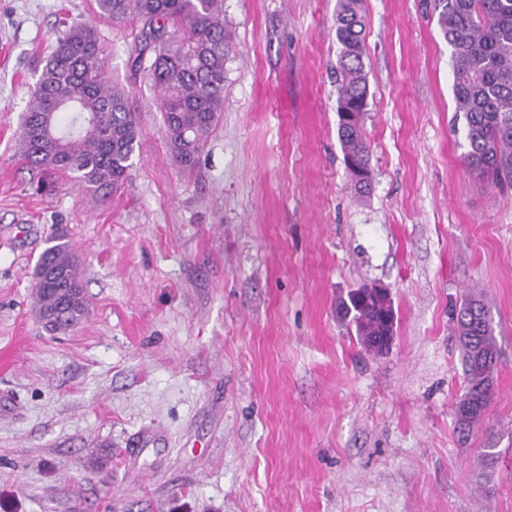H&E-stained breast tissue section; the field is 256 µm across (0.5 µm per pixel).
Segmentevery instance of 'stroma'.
<instances>
[{
  "mask_svg": "<svg viewBox=\"0 0 512 512\" xmlns=\"http://www.w3.org/2000/svg\"><path fill=\"white\" fill-rule=\"evenodd\" d=\"M337 0H224V111L193 174L96 0H0V512H512V190L462 161L451 49L429 0H365L371 191L337 135ZM92 25L141 134L102 201L17 151L64 23ZM63 232L88 310L47 332L39 256ZM388 288L365 350L336 303ZM491 308L500 355L461 436L452 312ZM499 452L488 488L480 452Z\"/></svg>",
  "mask_w": 512,
  "mask_h": 512,
  "instance_id": "obj_1",
  "label": "stroma"
}]
</instances>
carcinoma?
<instances>
[{"mask_svg": "<svg viewBox=\"0 0 512 512\" xmlns=\"http://www.w3.org/2000/svg\"><path fill=\"white\" fill-rule=\"evenodd\" d=\"M102 14L140 26L144 47L135 58L147 66L159 91L166 145L175 163L197 166L224 108V63L232 51L223 0H97ZM437 25L451 48L455 111L466 120L463 161L491 183L512 188V0H432ZM364 0H337L336 69L338 137L348 172L360 188L370 181L364 122L368 80ZM141 116L128 93L112 85L103 70L98 34L86 23L59 33L23 117L19 153L45 174H66L94 199L117 189L129 176L140 135ZM35 313L44 327L64 333L85 316L87 302L79 262L62 236L50 238L35 268ZM361 343L394 330L373 301L352 310ZM465 364L466 391L455 403L462 434L470 433L493 397L498 360L488 304L472 293L454 317ZM497 460L481 452L483 482Z\"/></svg>", "mask_w": 512, "mask_h": 512, "instance_id": "obj_1", "label": "carcinoma"}]
</instances>
